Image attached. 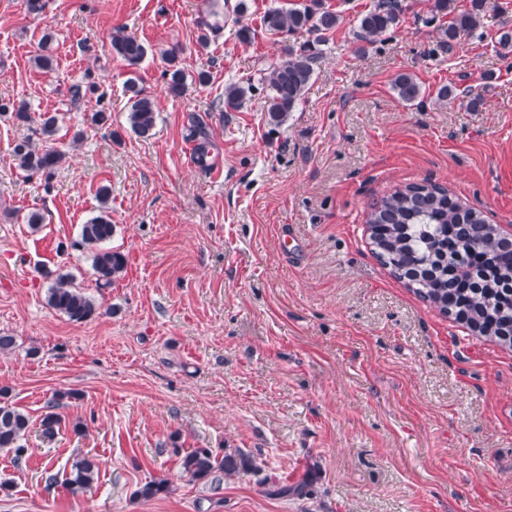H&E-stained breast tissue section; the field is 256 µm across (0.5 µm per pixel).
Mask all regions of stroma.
<instances>
[{"instance_id":"obj_1","label":"stroma","mask_w":512,"mask_h":512,"mask_svg":"<svg viewBox=\"0 0 512 512\" xmlns=\"http://www.w3.org/2000/svg\"><path fill=\"white\" fill-rule=\"evenodd\" d=\"M245 2L232 26L200 45L207 0H0V98L64 120L54 142L68 160L51 181L18 169L28 133L0 117V387L33 426L31 456L0 448V512H512V348L479 336L407 288L375 254L367 213L413 183L512 226V0H497L479 29L447 45L433 0H401L403 22L359 47L375 0H323L339 16L305 99L269 124L261 82L305 34H271L264 13L307 0ZM136 34L148 51L129 68L110 34ZM53 34L55 72L31 63ZM179 47L182 96L169 94L165 54ZM207 72L210 82L195 78ZM91 73L110 98L111 128L91 126L93 97L70 105ZM410 72L421 104L392 89ZM153 95L152 136L127 125L124 83ZM251 81L235 112L224 86ZM454 90L441 101V86ZM210 134L197 164L189 116ZM82 133L74 141V133ZM111 190L114 249L124 276L99 287L77 247L81 224ZM40 210L33 229L23 216ZM68 273L103 312L73 323L46 291ZM64 394L63 423L39 430ZM193 448L241 450L258 472L220 489L179 468ZM96 457L91 492L46 487L44 467L69 473ZM273 474L306 481L305 496H274ZM165 478L168 494L137 497Z\"/></svg>"}]
</instances>
